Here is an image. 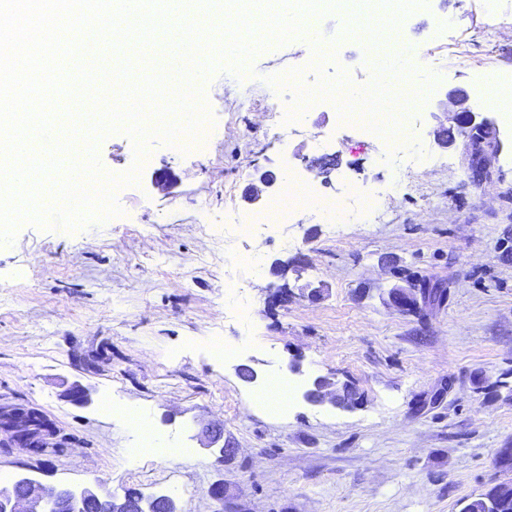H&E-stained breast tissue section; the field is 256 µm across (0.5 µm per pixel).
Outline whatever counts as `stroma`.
<instances>
[{
    "label": "stroma",
    "mask_w": 512,
    "mask_h": 512,
    "mask_svg": "<svg viewBox=\"0 0 512 512\" xmlns=\"http://www.w3.org/2000/svg\"><path fill=\"white\" fill-rule=\"evenodd\" d=\"M492 22L485 0H429L411 15L408 38L422 53L411 81L433 72L437 82L411 107L423 138L405 175L410 192L382 221L334 233L303 207L260 243L211 230L225 209L264 212L313 159L327 164L315 176L322 194L394 180L377 162L386 143L340 127L333 104L314 103L303 133L274 137L268 79L304 66L309 49L296 41L258 53L244 78L220 71L206 80L207 148L182 153L151 139L137 182L115 198L122 219L72 233L24 224L0 243V409L38 411L57 432L40 453L0 445V470L72 488L101 482L119 498L169 495L178 512H461L512 480L496 458L512 448V390L496 385L512 373V123L485 102L488 77H512V39L487 40ZM345 29L335 14L321 21L336 57L324 73L345 71L359 87L373 72ZM462 50L475 64L458 65ZM453 89L499 124V152L479 183L462 144L446 149L433 136ZM241 100L251 111L236 110ZM96 155L112 175L136 164L123 133L100 139ZM161 173L171 177L165 195L154 186ZM263 174L274 184L248 204ZM255 246L266 261L258 279L240 260ZM299 255L301 273H274ZM283 279L292 296L269 303ZM423 281L446 288L442 304L408 313L389 305L394 285ZM307 285L322 287L318 300L301 296ZM213 336L235 355L214 360L205 350ZM295 358L303 371L294 376ZM320 375L352 385L359 404L307 402ZM289 376L296 389L285 412L257 404L261 384ZM76 383L88 403L70 400ZM109 394L139 408L172 454L129 463L141 440L104 408ZM210 422L224 426L225 453L201 443ZM218 482L220 503L209 495Z\"/></svg>",
    "instance_id": "stroma-1"
}]
</instances>
